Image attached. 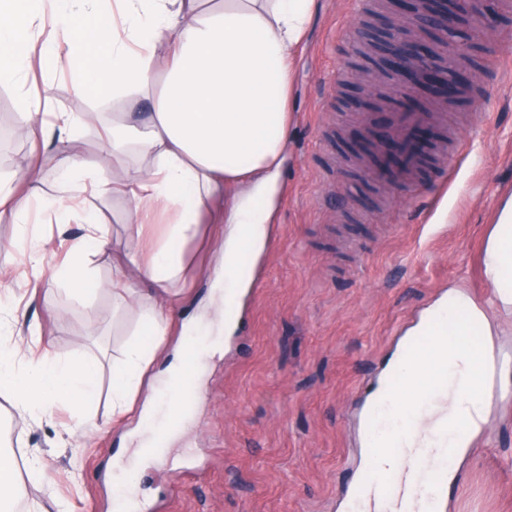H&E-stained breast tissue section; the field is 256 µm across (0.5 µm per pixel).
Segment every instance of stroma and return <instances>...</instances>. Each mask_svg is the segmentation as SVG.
Segmentation results:
<instances>
[{"label":"stroma","mask_w":512,"mask_h":512,"mask_svg":"<svg viewBox=\"0 0 512 512\" xmlns=\"http://www.w3.org/2000/svg\"><path fill=\"white\" fill-rule=\"evenodd\" d=\"M366 17L352 0H318L298 52L279 207L230 348L216 346L215 331L198 316L212 284V247H181L187 282L171 335L192 324L202 394L184 435L139 472L138 512H347L364 470L367 397L398 336L452 286L484 308L498 363L512 368V312L488 306L482 267L500 198L512 192V8L476 29L489 53L468 72L473 94L448 107L440 131L457 159L446 173L429 166L415 194L371 181L367 165L347 155L350 130L390 125L388 103L366 105L357 78L335 82L359 61L352 36ZM27 87L43 109L80 123L42 144L23 136L0 146V177L34 159L42 197L70 210L61 224L22 195L29 224L0 219V284L10 290L0 350L27 369L29 353L15 345L37 323L40 348L67 360L96 358L101 380L87 424L62 403L40 413L0 397V431L15 450L22 486L16 512H58L62 503L69 512H114L116 450L144 422L113 423L112 364L145 333L152 309L112 302L114 259L129 246L126 200L73 190L58 176L57 156H106L112 115L124 104L81 95L73 72L60 67L30 71ZM89 211L100 219L103 242L87 239ZM84 241L96 286L77 296L59 273ZM35 249L37 271L29 259ZM35 457L44 479L29 475ZM453 470L443 512H512V387L496 390Z\"/></svg>","instance_id":"1"}]
</instances>
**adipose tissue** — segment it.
I'll use <instances>...</instances> for the list:
<instances>
[{"mask_svg":"<svg viewBox=\"0 0 512 512\" xmlns=\"http://www.w3.org/2000/svg\"><path fill=\"white\" fill-rule=\"evenodd\" d=\"M121 24L101 18L104 0H52L55 35L40 41L34 21L43 0H0V85L19 89V127L31 139L40 99L24 93L32 50L42 63L78 60L76 87L83 94L128 98V110L112 126V161L136 155L153 165L138 178L108 184L99 166L65 156L60 171L71 186L113 192L129 203L131 245L112 278L116 301L152 300L157 312L146 345L132 346L112 367V417L145 415L171 376L197 370L199 353L188 338L165 377L152 373L166 347L168 314L180 301L186 268L179 244L202 227L216 229L215 279L203 308L220 332H232L233 296L248 285L240 275L242 253L262 252L266 223L276 209L269 189L285 162L289 102L299 47L317 0H123ZM39 195L36 166L24 163L17 179L0 180V217L23 224L18 187ZM485 281L501 308L512 309V194L502 201L496 229L484 252ZM141 287H134L131 273ZM449 300L457 313L436 324L442 346L428 345L412 365L399 367L404 383L390 409L400 417L407 400L427 397L433 381L446 384L449 419H466L479 430L490 403V345H474L486 316L465 293ZM100 373L97 360L64 361L41 355L29 370H17L0 353V396L32 411L55 403L88 419L87 404Z\"/></svg>","mask_w":512,"mask_h":512,"instance_id":"ef3b65f1","label":"adipose tissue"}]
</instances>
